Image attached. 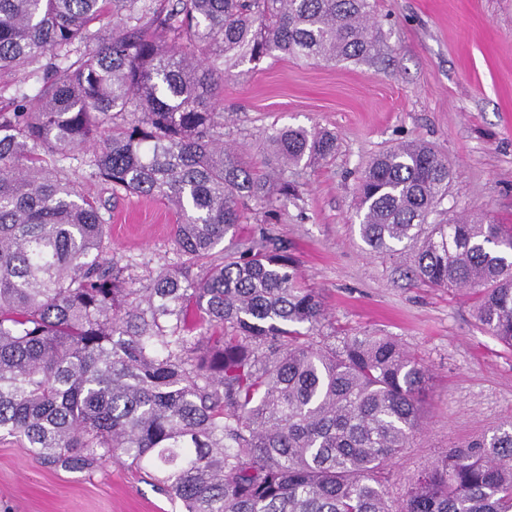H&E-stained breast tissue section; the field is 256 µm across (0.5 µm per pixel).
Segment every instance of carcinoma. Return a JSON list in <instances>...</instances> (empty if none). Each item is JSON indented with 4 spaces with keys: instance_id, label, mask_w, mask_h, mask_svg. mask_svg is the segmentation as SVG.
Listing matches in <instances>:
<instances>
[{
    "instance_id": "carcinoma-1",
    "label": "carcinoma",
    "mask_w": 512,
    "mask_h": 512,
    "mask_svg": "<svg viewBox=\"0 0 512 512\" xmlns=\"http://www.w3.org/2000/svg\"><path fill=\"white\" fill-rule=\"evenodd\" d=\"M375 0H0V73L38 93L0 113V435L49 463L129 460L186 512H512V424L448 449L391 500L389 463L422 430L426 368L390 336L316 340L324 309L286 248L252 238L191 267L242 210L290 194L288 170L336 135L267 138L278 179L224 147V67L279 52L363 63L385 33ZM132 119H127V116ZM92 146L91 175L175 206L182 266L133 292L108 258L97 201L46 156ZM448 164L408 141L357 177L361 240L412 278L472 297L512 347V230L429 217Z\"/></svg>"
}]
</instances>
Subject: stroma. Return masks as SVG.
I'll return each instance as SVG.
<instances>
[{
  "label": "stroma",
  "mask_w": 512,
  "mask_h": 512,
  "mask_svg": "<svg viewBox=\"0 0 512 512\" xmlns=\"http://www.w3.org/2000/svg\"><path fill=\"white\" fill-rule=\"evenodd\" d=\"M387 33L381 62L284 55L231 67L219 91L224 142L266 175V138L287 127L334 132L333 158L288 175L270 234L287 245L321 296L325 341L372 332L395 338L429 372L423 429L384 473L399 496L451 446L512 421V348L481 329L466 292L413 284L402 263L369 254L358 233L357 176L398 143L430 144L451 171L445 210L512 225V0H376ZM81 148L49 165L102 203L128 288L180 265L175 208L113 191L90 175ZM0 512H183L144 470L109 462L93 471L44 463L0 438Z\"/></svg>",
  "instance_id": "1"
}]
</instances>
